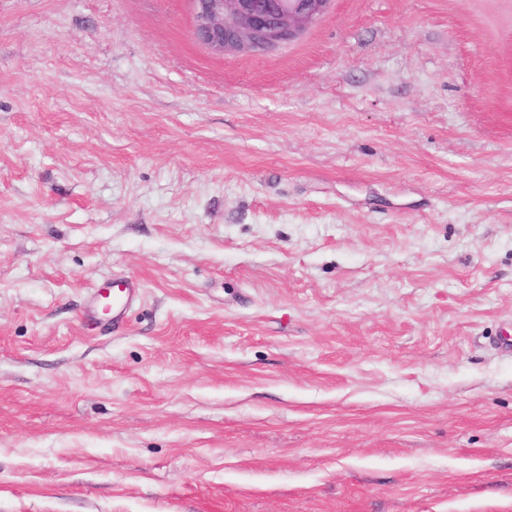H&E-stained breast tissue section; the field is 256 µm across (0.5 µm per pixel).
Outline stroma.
Returning <instances> with one entry per match:
<instances>
[{"mask_svg":"<svg viewBox=\"0 0 512 512\" xmlns=\"http://www.w3.org/2000/svg\"><path fill=\"white\" fill-rule=\"evenodd\" d=\"M193 23L0 0V512H512V0ZM194 39L212 54L266 55L300 39L333 0H191ZM109 294L112 309V326L119 324L126 312L136 303L141 283L135 279L114 280Z\"/></svg>","mask_w":512,"mask_h":512,"instance_id":"1","label":"stroma"}]
</instances>
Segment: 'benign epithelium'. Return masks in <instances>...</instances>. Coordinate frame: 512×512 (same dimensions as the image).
<instances>
[{
    "label": "benign epithelium",
    "instance_id": "obj_1",
    "mask_svg": "<svg viewBox=\"0 0 512 512\" xmlns=\"http://www.w3.org/2000/svg\"><path fill=\"white\" fill-rule=\"evenodd\" d=\"M333 0H191L194 39L212 54L266 55L300 39Z\"/></svg>",
    "mask_w": 512,
    "mask_h": 512
}]
</instances>
